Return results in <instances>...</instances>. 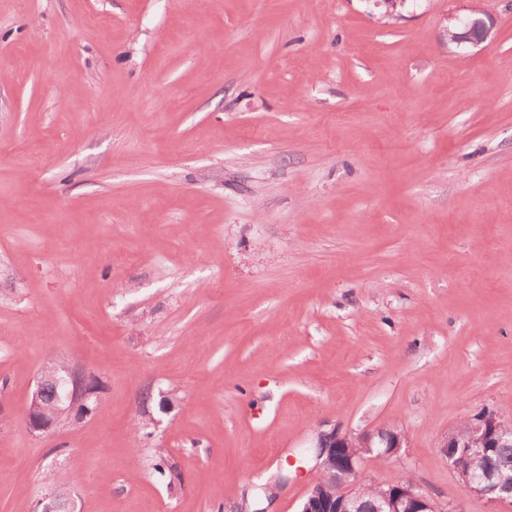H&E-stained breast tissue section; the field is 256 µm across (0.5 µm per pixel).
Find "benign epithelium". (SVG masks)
Listing matches in <instances>:
<instances>
[{"label": "benign epithelium", "instance_id": "benign-epithelium-1", "mask_svg": "<svg viewBox=\"0 0 512 512\" xmlns=\"http://www.w3.org/2000/svg\"><path fill=\"white\" fill-rule=\"evenodd\" d=\"M493 20L474 18L459 32H454L457 45H476L485 41L493 29ZM51 382L67 388V405L58 408V415L43 411L42 389ZM98 381L90 374H78L63 365L53 373H41L25 411V424L35 437L50 434L62 422L65 414H73L84 407V416L94 412L90 406L98 399ZM406 447L403 432L394 428H380L357 434L336 428L318 436L314 454L320 476L310 484L300 512H441L437 503L417 484L404 479L393 484L374 483L367 486L356 482L361 463L366 456L379 449L385 459L401 457ZM512 447V428L498 424L492 415H484L470 422L466 436L455 429L440 444V452L458 475L463 490L485 498L492 504L512 502V469L477 470L462 464L458 449L464 448L482 458L496 453L499 448ZM39 512H74L72 499H63L51 492L41 500Z\"/></svg>", "mask_w": 512, "mask_h": 512}]
</instances>
